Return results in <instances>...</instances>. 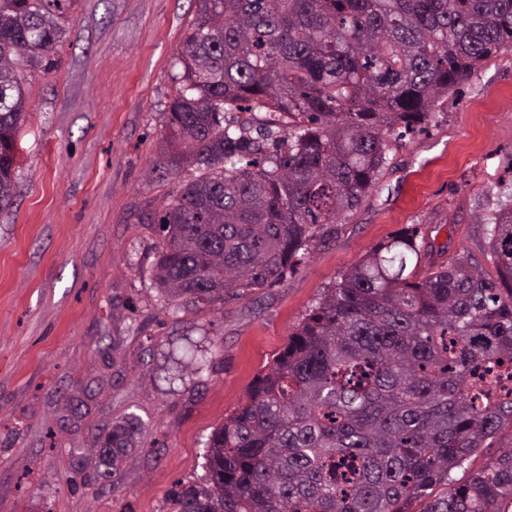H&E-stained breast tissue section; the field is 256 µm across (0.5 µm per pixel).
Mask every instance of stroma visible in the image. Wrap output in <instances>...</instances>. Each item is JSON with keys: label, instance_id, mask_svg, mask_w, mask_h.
I'll return each mask as SVG.
<instances>
[{"label": "stroma", "instance_id": "obj_1", "mask_svg": "<svg viewBox=\"0 0 512 512\" xmlns=\"http://www.w3.org/2000/svg\"><path fill=\"white\" fill-rule=\"evenodd\" d=\"M49 60L25 68L16 196L0 212V512H168L206 475V441L325 288L375 245L419 230L423 266L498 272L479 216L512 182V50L450 93L428 131L391 143L336 235L271 286L166 305L149 218L191 179L159 175L194 0H65ZM146 428L103 476L101 437Z\"/></svg>", "mask_w": 512, "mask_h": 512}]
</instances>
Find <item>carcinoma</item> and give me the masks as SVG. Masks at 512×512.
I'll return each mask as SVG.
<instances>
[{
    "label": "carcinoma",
    "mask_w": 512,
    "mask_h": 512,
    "mask_svg": "<svg viewBox=\"0 0 512 512\" xmlns=\"http://www.w3.org/2000/svg\"><path fill=\"white\" fill-rule=\"evenodd\" d=\"M165 115L190 167L161 214L167 301L211 304L270 286L376 183L396 130L512 50V0H196ZM61 0H0V212L15 198L21 73L54 55ZM228 112H264L254 138ZM499 282L466 256L418 268L417 229L389 237L326 288L246 399L207 441V476L171 512H506L512 441V188L480 219ZM134 417L102 465L138 446ZM446 491L432 496L434 488ZM508 441H510V434L505 433V435L501 441L493 443V445H492L493 448L482 449L480 452H478L471 458L469 465L465 470L459 469V470L455 471L452 474V476L455 479H459V480L467 479L472 473L477 472L483 468L487 459L490 456L494 455L496 453V451L498 450L497 447L499 446L500 442L507 443Z\"/></svg>",
    "instance_id": "1"
}]
</instances>
